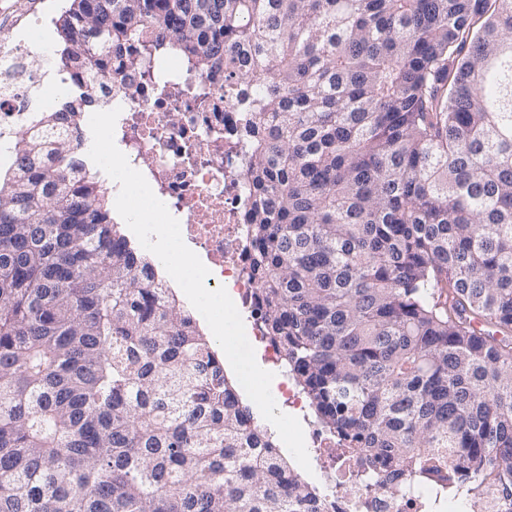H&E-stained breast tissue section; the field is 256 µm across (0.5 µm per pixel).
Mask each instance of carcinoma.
Returning <instances> with one entry per match:
<instances>
[{
  "mask_svg": "<svg viewBox=\"0 0 512 512\" xmlns=\"http://www.w3.org/2000/svg\"><path fill=\"white\" fill-rule=\"evenodd\" d=\"M55 28L75 78L222 77L260 314L322 429L394 491L512 498V0H70ZM92 106L74 83L0 170V512H321L84 174Z\"/></svg>",
  "mask_w": 512,
  "mask_h": 512,
  "instance_id": "1",
  "label": "carcinoma"
}]
</instances>
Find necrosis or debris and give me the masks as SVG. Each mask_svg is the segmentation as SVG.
<instances>
[{
  "mask_svg": "<svg viewBox=\"0 0 512 512\" xmlns=\"http://www.w3.org/2000/svg\"><path fill=\"white\" fill-rule=\"evenodd\" d=\"M37 52V44L29 40L0 44V60L9 62L6 74L13 79L8 88L0 87L1 149L35 118L26 95L34 71L25 61ZM115 80L128 86L126 94L112 99L121 110L114 133L117 148L180 220L184 243L210 271L207 287L228 289L250 322L248 340L255 351L267 364L280 366L283 348L264 329L257 311L260 288L248 276L241 214L250 195L242 175L234 101L220 99L217 81L188 77L173 56L153 59L148 76L120 72ZM277 390L281 409L302 425L313 473L326 488L324 512H459L456 495L434 497L425 490L397 494L361 481L355 460L309 420L306 399L293 377L284 375Z\"/></svg>",
  "mask_w": 512,
  "mask_h": 512,
  "instance_id": "necrosis-or-debris-1",
  "label": "necrosis or debris"
}]
</instances>
